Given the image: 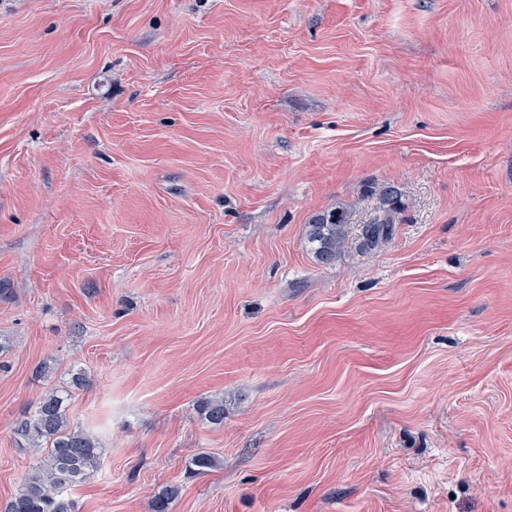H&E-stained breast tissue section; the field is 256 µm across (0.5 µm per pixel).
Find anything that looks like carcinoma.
I'll use <instances>...</instances> for the list:
<instances>
[{
	"label": "carcinoma",
	"mask_w": 512,
	"mask_h": 512,
	"mask_svg": "<svg viewBox=\"0 0 512 512\" xmlns=\"http://www.w3.org/2000/svg\"><path fill=\"white\" fill-rule=\"evenodd\" d=\"M374 193L380 197L381 209L372 223L362 226L356 246L360 251L389 241L395 233V214L401 210L397 187L380 185ZM307 241L315 262L334 264L351 248L346 210L338 205L312 216L307 224ZM68 397L67 390L46 392L16 424L15 435L41 456L0 512H74L73 501L66 493L97 471L101 451L94 437L71 425ZM197 410L209 424H224V401L206 400L197 405ZM219 464L217 457L205 452L189 461V467L196 471ZM178 494V487H164L153 499V512H169Z\"/></svg>",
	"instance_id": "1"
}]
</instances>
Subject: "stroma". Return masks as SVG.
Masks as SVG:
<instances>
[{
    "label": "stroma",
    "instance_id": "1",
    "mask_svg": "<svg viewBox=\"0 0 512 512\" xmlns=\"http://www.w3.org/2000/svg\"><path fill=\"white\" fill-rule=\"evenodd\" d=\"M53 386L75 512H512V0H0V505ZM372 192L380 197L381 209L371 224L361 228L356 249L363 251L389 241L395 233V214L401 210L400 192L394 185L373 187ZM342 206L319 212L307 224V241L315 262L333 265L351 248L350 224Z\"/></svg>",
    "mask_w": 512,
    "mask_h": 512
}]
</instances>
